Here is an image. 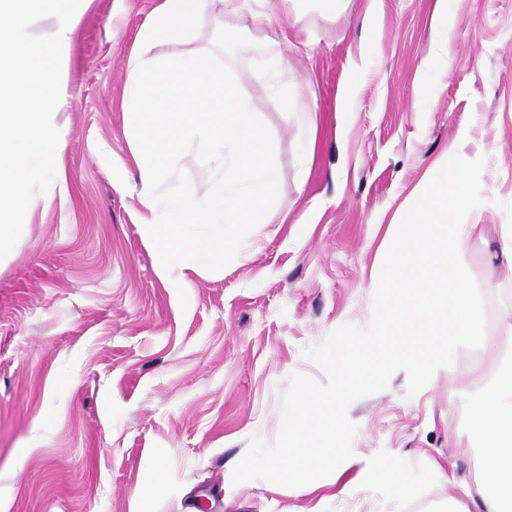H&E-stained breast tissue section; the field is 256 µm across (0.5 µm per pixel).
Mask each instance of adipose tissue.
Returning a JSON list of instances; mask_svg holds the SVG:
<instances>
[{
	"mask_svg": "<svg viewBox=\"0 0 512 512\" xmlns=\"http://www.w3.org/2000/svg\"><path fill=\"white\" fill-rule=\"evenodd\" d=\"M240 9V0H161L140 29L128 60L126 109L140 172L141 230L155 243L163 270L178 269L184 283L197 270L198 252L217 260L232 245L222 234L198 244L191 226L261 223L278 178L254 108L234 82L217 77L200 56L159 62L146 54L159 41L194 43L199 16L213 12L226 23ZM193 145L216 167V190L206 200L191 189L159 197L157 185ZM469 406L473 432L481 442L475 491L482 512H512V365Z\"/></svg>",
	"mask_w": 512,
	"mask_h": 512,
	"instance_id": "ef3b65f1",
	"label": "adipose tissue"
}]
</instances>
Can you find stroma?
<instances>
[{"label":"stroma","instance_id":"stroma-1","mask_svg":"<svg viewBox=\"0 0 512 512\" xmlns=\"http://www.w3.org/2000/svg\"><path fill=\"white\" fill-rule=\"evenodd\" d=\"M160 0H85L62 51L60 180L36 194L0 263V512H456L481 464L469 400L512 360V7L503 0L306 5L231 31L204 17L182 50L208 58L258 108L279 174L260 224L225 226L223 260L191 284L161 273L143 237L124 110L128 57ZM308 104L275 91V28ZM356 88L352 98L342 91ZM483 159L462 258L485 301L483 349H458L416 394L404 371L348 409L354 463L312 493L233 483L252 438L273 446L293 375L344 325L367 328L389 226L448 160ZM212 163L190 151L157 187L207 197ZM404 475L396 496L387 469Z\"/></svg>","mask_w":512,"mask_h":512}]
</instances>
